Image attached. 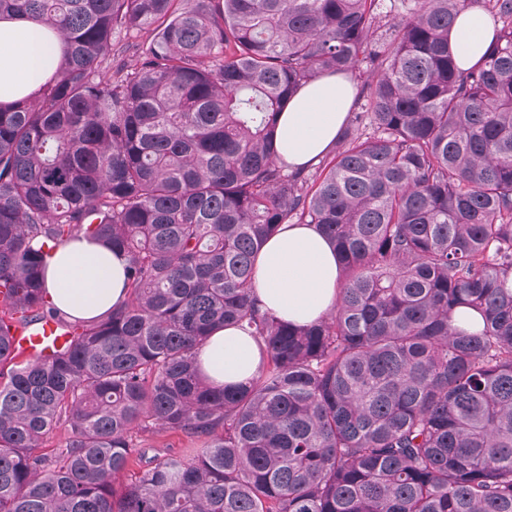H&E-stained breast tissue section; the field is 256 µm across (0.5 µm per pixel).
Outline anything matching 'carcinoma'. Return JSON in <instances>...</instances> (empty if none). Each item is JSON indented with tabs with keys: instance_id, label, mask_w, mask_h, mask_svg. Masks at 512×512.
<instances>
[{
	"instance_id": "cac0c4a2",
	"label": "carcinoma",
	"mask_w": 512,
	"mask_h": 512,
	"mask_svg": "<svg viewBox=\"0 0 512 512\" xmlns=\"http://www.w3.org/2000/svg\"><path fill=\"white\" fill-rule=\"evenodd\" d=\"M173 2L0 0L64 48L0 106V512H512V0ZM473 2L495 38L463 71L449 34ZM121 31L147 43L112 78ZM356 71L333 155L280 164L288 99ZM283 224L336 250L323 320L254 298ZM80 233L126 261L127 296L87 321L45 286ZM47 317L69 346L15 361L10 323ZM227 326L266 358L245 387L198 368ZM166 429L198 447L147 455Z\"/></svg>"
}]
</instances>
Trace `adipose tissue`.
Returning a JSON list of instances; mask_svg holds the SVG:
<instances>
[{
	"label": "adipose tissue",
	"instance_id": "obj_1",
	"mask_svg": "<svg viewBox=\"0 0 512 512\" xmlns=\"http://www.w3.org/2000/svg\"><path fill=\"white\" fill-rule=\"evenodd\" d=\"M490 19L464 11L450 35L461 69H469L493 39ZM63 56L59 37L48 26L0 18V103L38 95L58 71ZM359 88L350 76L325 74L298 88L278 117L275 140L279 161L308 167L332 148L345 126ZM125 260L100 242L80 236L47 259L48 299L73 319L99 317L125 298ZM336 252L311 224H285L262 246L255 261L254 295L262 309L296 324L329 315L339 296ZM198 359L217 385L245 384L261 365L254 337L236 327L216 330Z\"/></svg>",
	"mask_w": 512,
	"mask_h": 512
}]
</instances>
